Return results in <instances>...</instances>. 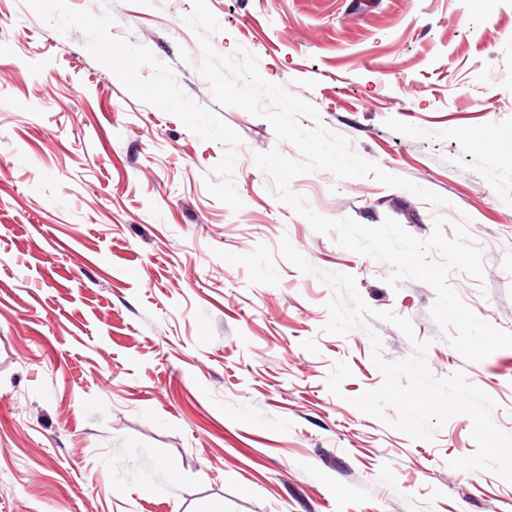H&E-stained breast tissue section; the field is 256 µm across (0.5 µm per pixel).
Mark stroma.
Returning <instances> with one entry per match:
<instances>
[{"label": "stroma", "instance_id": "stroma-1", "mask_svg": "<svg viewBox=\"0 0 512 512\" xmlns=\"http://www.w3.org/2000/svg\"><path fill=\"white\" fill-rule=\"evenodd\" d=\"M224 54L386 172L447 198L435 208L370 177L293 178L316 212L385 218L427 238L459 220L482 279L448 283L512 332V0H207ZM191 0H0V512H512V483L472 455L469 417L415 441L351 400L386 359L427 344L439 378L463 372L512 433V348L470 363L430 309L434 289L339 247L278 200L254 155L291 143L220 105L183 17ZM131 50L127 70L110 52ZM492 134L494 147L473 144ZM289 239L313 266L280 252ZM354 276L376 310L325 332ZM352 375L341 395L335 362Z\"/></svg>", "mask_w": 512, "mask_h": 512}]
</instances>
